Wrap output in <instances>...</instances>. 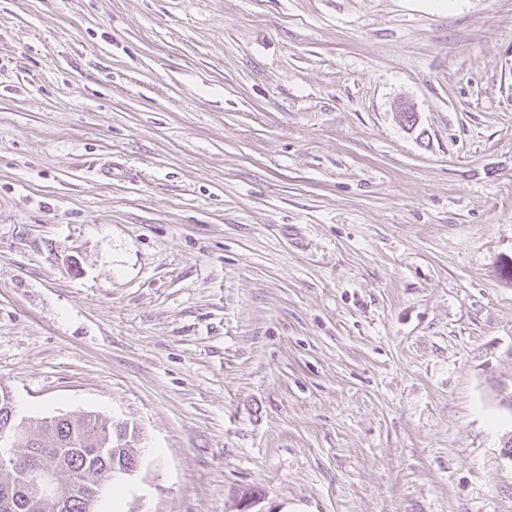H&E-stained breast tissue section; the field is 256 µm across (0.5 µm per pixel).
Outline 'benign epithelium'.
Segmentation results:
<instances>
[{"label": "benign epithelium", "mask_w": 512, "mask_h": 512, "mask_svg": "<svg viewBox=\"0 0 512 512\" xmlns=\"http://www.w3.org/2000/svg\"><path fill=\"white\" fill-rule=\"evenodd\" d=\"M130 461L120 457V449H99L100 463L104 470L132 474L138 470L137 454L128 452ZM0 469L17 477L19 496L0 502V512H21L24 503L38 502L52 512H69L74 497L82 489L89 488L88 471L60 467L48 461L45 454L36 451L28 460H23L13 448L0 450Z\"/></svg>", "instance_id": "7a95c632"}]
</instances>
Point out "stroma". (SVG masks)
I'll use <instances>...</instances> for the list:
<instances>
[{
    "label": "stroma",
    "instance_id": "stroma-1",
    "mask_svg": "<svg viewBox=\"0 0 512 512\" xmlns=\"http://www.w3.org/2000/svg\"><path fill=\"white\" fill-rule=\"evenodd\" d=\"M508 264L512 0H0V384L139 431L101 512H512Z\"/></svg>",
    "mask_w": 512,
    "mask_h": 512
}]
</instances>
